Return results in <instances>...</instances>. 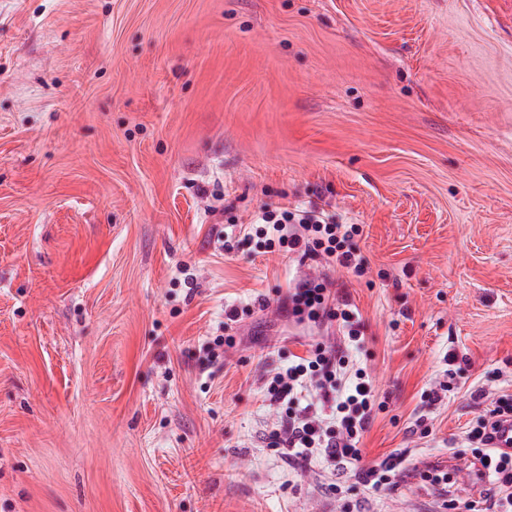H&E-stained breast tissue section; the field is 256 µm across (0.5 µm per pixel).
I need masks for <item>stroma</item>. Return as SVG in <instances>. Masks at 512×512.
<instances>
[{
	"instance_id": "35a3bbf8",
	"label": "stroma",
	"mask_w": 512,
	"mask_h": 512,
	"mask_svg": "<svg viewBox=\"0 0 512 512\" xmlns=\"http://www.w3.org/2000/svg\"><path fill=\"white\" fill-rule=\"evenodd\" d=\"M265 205L360 225L364 274L225 255ZM303 273L359 313L387 493L268 445L265 378L342 339ZM501 399L512 0H0V512H446ZM289 292L284 302L285 311L292 317H298L305 311L309 320L314 322L320 317L340 321L347 329L348 342L360 341L361 333L357 328L355 312L347 302L336 298L335 284L324 280H306Z\"/></svg>"
}]
</instances>
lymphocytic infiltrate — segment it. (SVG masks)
Masks as SVG:
<instances>
[{
  "label": "lymphocytic infiltrate",
  "instance_id": "obj_1",
  "mask_svg": "<svg viewBox=\"0 0 512 512\" xmlns=\"http://www.w3.org/2000/svg\"><path fill=\"white\" fill-rule=\"evenodd\" d=\"M257 222L267 252L321 259L357 275L364 271V261L351 245L360 232L359 225L329 222L317 209L293 211L285 207L263 208ZM284 309L294 317L304 314L313 321H339L347 330L349 342L361 338L356 312L349 303L338 300L331 282H303L286 297ZM349 363L347 349L318 341L310 344L305 355L268 378L266 391L271 401L295 406L277 421L268 442L270 447L284 450L290 464L304 466L320 458L341 466L363 485L380 492L391 485L402 460L393 456L364 465L359 443L375 417L378 403L362 370H355L353 383L342 385L341 377ZM485 429V424H478L468 435L494 482L480 512H512V458L487 448Z\"/></svg>",
  "mask_w": 512,
  "mask_h": 512
}]
</instances>
